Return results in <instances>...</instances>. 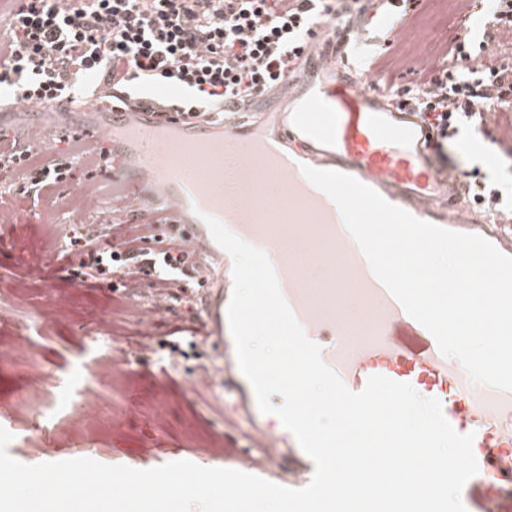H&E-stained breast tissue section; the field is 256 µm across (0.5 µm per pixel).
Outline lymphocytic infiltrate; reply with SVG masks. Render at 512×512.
<instances>
[{"mask_svg": "<svg viewBox=\"0 0 512 512\" xmlns=\"http://www.w3.org/2000/svg\"><path fill=\"white\" fill-rule=\"evenodd\" d=\"M358 0H18L8 37L0 39V85L13 87L18 104L51 107L71 102L88 82L105 88L113 105L153 107L160 116L223 119L282 87L324 28L337 33L339 54L364 40L369 19ZM468 33L440 44L419 64L411 86L397 88L403 59L379 61L374 88L394 91L399 107L427 113L433 148L443 153L465 133L486 131V111L512 110V65L492 58L490 46L512 41V0H458ZM30 153L0 132V172L19 192L40 198L85 172L81 206L64 229L67 250L82 258L72 275L88 283L107 279L128 295L150 286L156 301L178 299L200 281L180 225L165 208L137 212L125 189L112 190L119 220L90 232L83 212L104 187L95 181L104 154L97 141L76 135L62 158L39 167ZM474 201L512 223V183L467 181Z\"/></svg>", "mask_w": 512, "mask_h": 512, "instance_id": "1", "label": "lymphocytic infiltrate"}]
</instances>
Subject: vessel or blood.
Listing matches in <instances>:
<instances>
[{
	"label": "vessel or blood",
	"mask_w": 512,
	"mask_h": 512,
	"mask_svg": "<svg viewBox=\"0 0 512 512\" xmlns=\"http://www.w3.org/2000/svg\"><path fill=\"white\" fill-rule=\"evenodd\" d=\"M362 80V70L337 66L316 46L252 119L164 122L103 101L88 106L79 128L103 143L113 182L140 205L166 206L185 226L191 249L217 263L208 307L216 343L224 341L232 259L213 239L209 216L266 253L293 317L350 391H361L373 375L410 384L418 370L429 386L453 382L461 396L442 403L452 428L473 434L474 447H506L512 429L492 433L486 422L512 409V390L473 388L434 342L418 358L400 354L392 337L421 335L424 327L374 275L336 204L302 172L307 165L351 175L413 216L481 236L512 256V232L499 219L463 207L452 180L433 165L428 122L387 106ZM340 269L365 304L366 319L354 329L336 294Z\"/></svg>",
	"instance_id": "vessel-or-blood-1"
}]
</instances>
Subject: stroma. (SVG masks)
<instances>
[{
  "label": "stroma",
  "mask_w": 512,
  "mask_h": 512,
  "mask_svg": "<svg viewBox=\"0 0 512 512\" xmlns=\"http://www.w3.org/2000/svg\"><path fill=\"white\" fill-rule=\"evenodd\" d=\"M407 36L389 55L405 57L399 84L415 78L412 64L460 29L456 0H419L409 7ZM84 170L56 186L39 204L16 193L12 206L34 208L25 224L0 226V414L22 422L30 441L13 440L9 455L25 464L69 459L74 448L95 449V461L149 469L188 460L236 468L233 450L247 446L253 423L282 433L277 416L235 413L222 372L231 354L212 341L169 354L177 329L204 315L205 289L191 288L150 326L132 318L113 328L118 348L105 347L98 324L113 319L128 297L109 283L84 284L69 271L80 254L61 256V230L79 194ZM99 397L96 418L76 413L54 424L38 414L36 393L61 395L64 384Z\"/></svg>",
  "instance_id": "stroma-1"
}]
</instances>
